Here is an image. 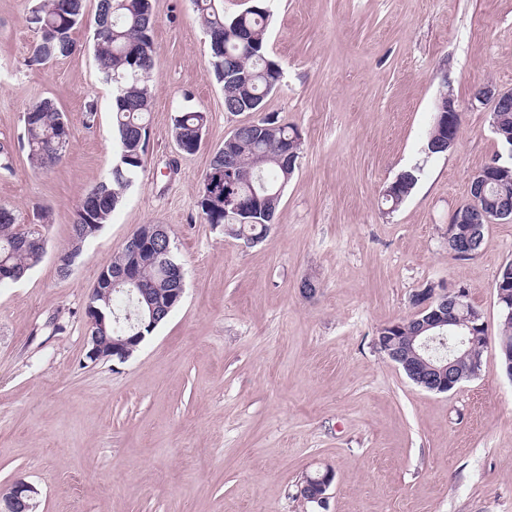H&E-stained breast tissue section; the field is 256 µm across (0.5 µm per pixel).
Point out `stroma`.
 Wrapping results in <instances>:
<instances>
[{
	"label": "stroma",
	"instance_id": "stroma-1",
	"mask_svg": "<svg viewBox=\"0 0 512 512\" xmlns=\"http://www.w3.org/2000/svg\"><path fill=\"white\" fill-rule=\"evenodd\" d=\"M97 3L86 0L75 52L41 64L35 0H0V207L45 239L40 264L0 285V490L35 484L37 512H512V379L493 288L512 222L488 224L476 257L448 254L450 217L499 149L493 104L472 91H512V0H265L283 75L258 113L225 111L190 0H154L145 168L63 276L76 208L117 150L91 48ZM446 92L460 133L431 155ZM45 98L72 137L42 173L24 115ZM186 111L209 116L192 154L173 135ZM262 115L296 125L302 144L252 244L208 224L198 200L214 153ZM408 167L419 180L389 211L382 193ZM145 224L168 225L183 298L126 361L91 362L93 285ZM430 285L466 289L489 337L478 376L446 393L375 345ZM325 471L326 506L304 502L303 478Z\"/></svg>",
	"mask_w": 512,
	"mask_h": 512
}]
</instances>
